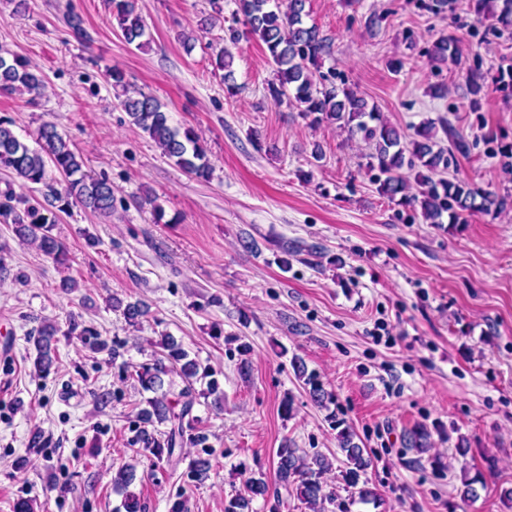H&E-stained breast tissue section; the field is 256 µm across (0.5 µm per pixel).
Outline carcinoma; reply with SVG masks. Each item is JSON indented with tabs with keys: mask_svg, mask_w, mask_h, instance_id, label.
Masks as SVG:
<instances>
[{
	"mask_svg": "<svg viewBox=\"0 0 512 512\" xmlns=\"http://www.w3.org/2000/svg\"><path fill=\"white\" fill-rule=\"evenodd\" d=\"M478 19L490 18L508 31L512 29V0H471ZM112 17L127 44L143 45V20L138 0H109ZM307 0H288L281 10L275 0H236V14L243 16L245 34L260 40L273 67L274 79L268 92L276 102L288 99L300 116L312 125L337 123L350 135L359 134L372 147L367 155V168L378 170L374 178L377 191L400 204L418 206L433 224H460L463 216L489 213L512 207V198L500 196L472 182L445 174L458 167V156L466 153V141L445 118L439 123L427 121L416 130V138L404 142L399 131L384 121L376 107L357 95L346 83L336 85L334 79L319 73L323 57L330 53L328 38L314 24H308ZM421 7L433 14L452 12L456 0H421ZM458 40L442 36L431 48L430 55L438 63H446L459 54ZM108 78L115 89H121L120 105L133 125L146 133L175 162V165L198 179L209 178L212 166L206 149L191 128L171 125L163 104L154 96L130 89L125 73L114 68ZM485 76L475 71L467 84L472 102L484 95ZM45 89L44 78L30 63L8 52L0 53V91L28 93L35 97ZM441 127L448 140L443 146L436 140V127ZM52 167L66 181L59 190L47 181V167ZM0 170H6L24 183L45 187L42 199L30 201L13 189L0 192V224L13 226L16 235L30 242L57 264H64L68 254L64 243L52 234L58 213H65L78 204L93 214L109 218L116 199L112 183L104 176L85 171L83 157L71 149L68 139L57 127L44 123L38 134L37 147L32 148L15 133L13 122L0 117ZM122 309L125 321L137 326L149 315L148 305L140 300L123 302L112 299ZM56 326L49 324L35 330L36 372L49 370L55 359L52 347ZM160 357L151 364L134 367L132 377L145 391L153 393L146 400L137 418L152 429L138 428L132 440V452L149 461L155 472L164 461L190 458L188 476L196 484L210 477V456L207 436L194 432L195 404L200 398L213 397L212 405L224 409V392L216 378L217 372L189 356L173 336L165 334L159 342ZM295 374L302 381L310 401L320 408L334 400L318 375L305 364L292 359ZM177 373L184 386L179 390L165 386V377ZM339 448L345 453L347 487L356 490L347 500H340L334 491L326 490L324 475L331 468L322 455L308 456L284 443L274 452L273 473H252L244 491H236L224 501V512H250L251 503L260 498L269 506L268 512H281L290 499L297 500L308 512H339L357 501L375 498L368 481H360L371 466L365 448L356 442V433L346 425L337 432ZM407 449L424 454L431 447V432L424 425L411 429L406 436ZM137 480L134 466L117 468L112 476L114 491L122 496L123 512H146V503L132 490Z\"/></svg>",
	"mask_w": 512,
	"mask_h": 512,
	"instance_id": "cac0c4a2",
	"label": "carcinoma"
}]
</instances>
